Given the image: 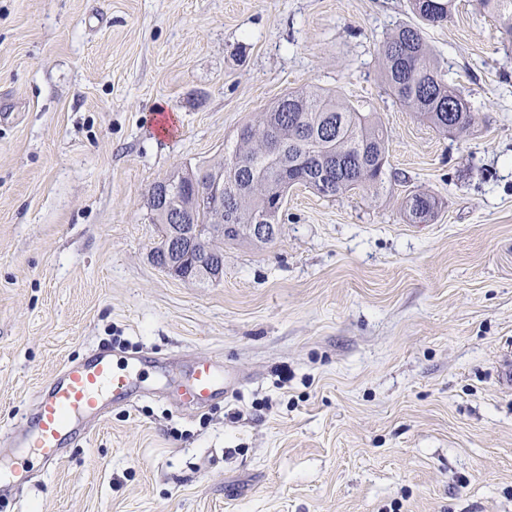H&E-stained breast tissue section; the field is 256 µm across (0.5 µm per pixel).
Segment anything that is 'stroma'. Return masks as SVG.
Listing matches in <instances>:
<instances>
[{"label": "stroma", "instance_id": "1", "mask_svg": "<svg viewBox=\"0 0 512 512\" xmlns=\"http://www.w3.org/2000/svg\"><path fill=\"white\" fill-rule=\"evenodd\" d=\"M409 0H0V434L63 363L223 358L203 411L118 405L0 512H512V42L423 36L478 118L438 132L379 49ZM318 86L387 132L376 192L289 190L209 283L158 265L153 184ZM438 200L410 223L408 195Z\"/></svg>", "mask_w": 512, "mask_h": 512}]
</instances>
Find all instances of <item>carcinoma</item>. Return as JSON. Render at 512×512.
<instances>
[{"label":"carcinoma","instance_id":"cac0c4a2","mask_svg":"<svg viewBox=\"0 0 512 512\" xmlns=\"http://www.w3.org/2000/svg\"><path fill=\"white\" fill-rule=\"evenodd\" d=\"M479 4L511 42L512 0H479ZM411 9L421 23L439 25L451 17L455 0H411ZM380 55L384 82L403 106L446 133L462 134L475 124V112L446 80L420 26L398 27L383 42ZM272 139L287 151L288 166H278L265 155ZM233 160L238 170L224 180V239H250L248 228L263 216L269 202L294 185L312 188L324 197L381 188L386 137L374 113L362 112L343 96L312 86L287 93L255 125L243 128L234 148L224 156L226 162ZM221 169L220 163L173 180L165 204H150L154 220L170 231L169 206L189 198L185 186L193 180H208ZM437 207V200L425 193L406 200V213L414 224L427 222ZM194 210L196 224L192 237L183 240L181 253L191 254L197 262L190 279L203 281L216 272L215 257L202 248L213 230L209 199L197 197Z\"/></svg>","mask_w":512,"mask_h":512}]
</instances>
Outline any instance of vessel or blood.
<instances>
[{
    "mask_svg": "<svg viewBox=\"0 0 512 512\" xmlns=\"http://www.w3.org/2000/svg\"><path fill=\"white\" fill-rule=\"evenodd\" d=\"M142 359L100 347L79 361H68L41 386L25 427L0 439V495L55 470L67 447L83 435L82 423L99 421L110 405H129L149 392ZM232 382L224 364L200 356L179 375L176 401L185 410H202L227 395Z\"/></svg>",
    "mask_w": 512,
    "mask_h": 512,
    "instance_id": "obj_1",
    "label": "vessel or blood"
}]
</instances>
